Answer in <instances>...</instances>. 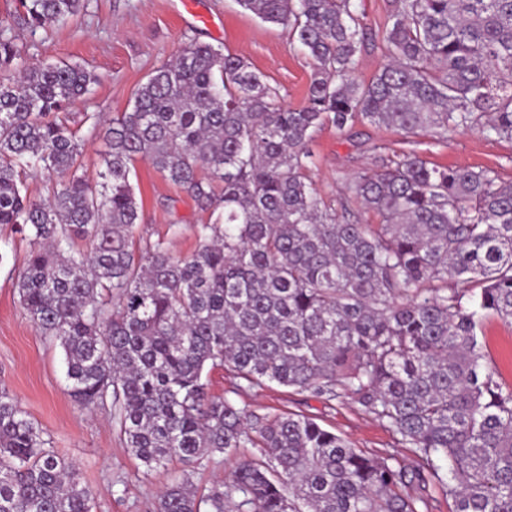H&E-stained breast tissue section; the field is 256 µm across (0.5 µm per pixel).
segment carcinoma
<instances>
[{"instance_id":"cac0c4a2","label":"carcinoma","mask_w":512,"mask_h":512,"mask_svg":"<svg viewBox=\"0 0 512 512\" xmlns=\"http://www.w3.org/2000/svg\"><path fill=\"white\" fill-rule=\"evenodd\" d=\"M237 3L304 49L306 105L244 57L191 42L109 123L92 181L67 108L95 76L57 62L0 81V225L28 243L22 308L63 349L75 404L110 405L146 470L237 458L206 494L174 477L156 512H422L429 488L454 512H512V385L483 341L485 319L512 324V182L385 153L336 206L307 176L326 124L512 141V0H396L367 83L362 0ZM84 7L17 0L11 25H63ZM17 56L0 34V68ZM140 161L214 216L191 256L164 239L131 247ZM39 172L59 180L35 200L24 179ZM351 202L381 223L350 220ZM216 367L349 398L410 458L367 456L305 415L250 414L209 392ZM92 509L79 469L1 387L0 512Z\"/></svg>"}]
</instances>
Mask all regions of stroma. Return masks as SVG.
<instances>
[{"label":"stroma","instance_id":"obj_1","mask_svg":"<svg viewBox=\"0 0 512 512\" xmlns=\"http://www.w3.org/2000/svg\"><path fill=\"white\" fill-rule=\"evenodd\" d=\"M394 6L395 0H363L370 39L358 56L359 81H369L384 61L382 36ZM197 8L212 18V25L195 21L181 0H86L85 9L68 24L34 31L13 27L17 64L63 60L93 71L97 83L72 112L77 117L94 113L109 121L127 109L135 89L151 72L196 41L243 55L279 88L289 106L305 105L312 68L287 29L261 23L236 0H197ZM379 147L413 150L438 166L490 169L501 180L512 181L510 141L470 131L444 139L409 137L366 123L345 132L326 126L316 133L310 148L317 166L310 177L321 195L334 203L343 198L345 184L373 168ZM136 185L142 221L135 247L164 237L175 254L191 255L198 246L195 227L207 222V213L148 164H138ZM174 222L180 226L175 235L169 231ZM27 249L20 235L0 226V387L15 396L58 454L78 467L94 494L93 512H154L160 492L182 473L202 489L223 482L234 463L224 455L192 465L176 460L145 472L127 452L110 410L88 413L75 405L61 349L36 330L19 303L15 282ZM484 333L488 362L512 383V325L492 317L486 320ZM206 379L213 395L229 398L247 411L307 415L372 457L399 451L391 433L350 399L328 402L275 384L251 387L227 368L210 370Z\"/></svg>","mask_w":512,"mask_h":512}]
</instances>
